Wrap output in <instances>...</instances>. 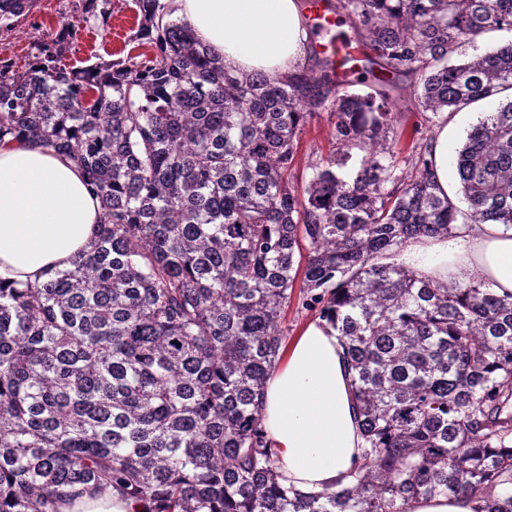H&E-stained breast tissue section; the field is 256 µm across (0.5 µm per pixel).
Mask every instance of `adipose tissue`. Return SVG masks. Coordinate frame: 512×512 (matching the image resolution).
I'll use <instances>...</instances> for the list:
<instances>
[{
  "label": "adipose tissue",
  "mask_w": 512,
  "mask_h": 512,
  "mask_svg": "<svg viewBox=\"0 0 512 512\" xmlns=\"http://www.w3.org/2000/svg\"><path fill=\"white\" fill-rule=\"evenodd\" d=\"M202 44L233 73L280 78L306 62L299 0H172ZM100 206L77 166L39 142L0 144V279L37 283L90 250ZM439 284L482 283L512 294V225L464 224L450 237L408 243L399 257ZM261 423L280 483L303 494L350 483L364 446L352 374L337 331L308 324L282 347L265 387Z\"/></svg>",
  "instance_id": "1"
}]
</instances>
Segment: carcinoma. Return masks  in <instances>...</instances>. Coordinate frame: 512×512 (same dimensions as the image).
<instances>
[{"label":"carcinoma","mask_w":512,"mask_h":512,"mask_svg":"<svg viewBox=\"0 0 512 512\" xmlns=\"http://www.w3.org/2000/svg\"><path fill=\"white\" fill-rule=\"evenodd\" d=\"M35 0H0V28ZM149 50L81 68L62 26L25 67L0 61V142L72 158L100 200L92 251L41 284L0 281V512H60L116 490L144 512H406L480 494L512 512V295L395 262L460 210L426 140L395 152L403 78L433 124L512 91V0H336L367 49L361 92L331 61L281 79L231 73L165 0H134ZM107 23L110 0H81ZM327 112L336 151L293 181ZM362 153L348 179L341 169ZM466 224L512 225V98L456 151ZM355 372L366 448L354 484L291 497L261 428L296 282ZM511 40L512 32L510 31H489L477 40L475 46L468 43L463 44L453 56L452 61L467 60L475 53H484L487 50H491L492 48Z\"/></svg>","instance_id":"1"}]
</instances>
